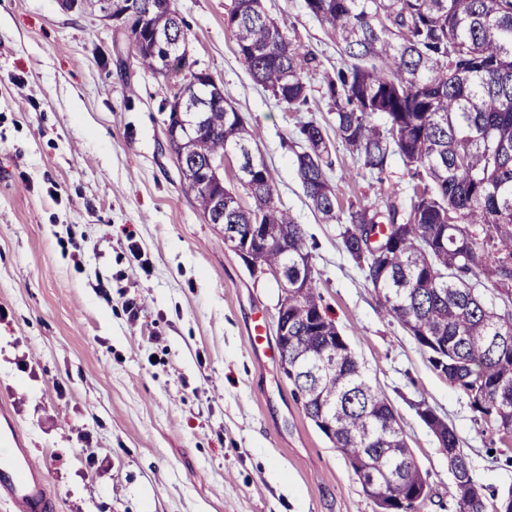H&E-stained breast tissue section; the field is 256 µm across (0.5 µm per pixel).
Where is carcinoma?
Returning <instances> with one entry per match:
<instances>
[{"label":"carcinoma","mask_w":512,"mask_h":512,"mask_svg":"<svg viewBox=\"0 0 512 512\" xmlns=\"http://www.w3.org/2000/svg\"><path fill=\"white\" fill-rule=\"evenodd\" d=\"M308 13L331 35L340 57L331 71L318 54L289 39L252 0H231L224 25L255 83L294 112L309 110L311 79L322 75L331 129L382 183L392 157L401 159L410 191L394 190L382 205L359 199L341 207L328 171L333 161L326 128L311 119L298 127L297 172L306 196L327 224H343L342 243L358 267L364 233L385 241L399 225V242L366 278L385 311L411 325L414 337L448 345V383L478 384L475 413L491 408L494 433L512 430V0H305ZM187 40L186 23L168 0L152 9L140 33L117 37L129 63L165 79L183 74L180 88L188 132L173 159L198 210L224 229L247 234L251 213L224 189V217L215 192L195 188L197 167L231 149L240 159L238 182L255 199L268 244L260 264L288 271V363L295 396L308 418L326 421L335 448L351 467L385 490L397 491L401 512H419L428 478L405 435L361 364L320 319L321 296L301 225L275 201L271 170L246 178L256 136L236 116L224 85L194 83L183 58L157 67L149 35ZM385 118L382 126L376 116ZM482 279L501 306L486 305L471 278ZM440 447L456 453L462 478L453 482L454 512H480L488 501L470 476L453 428L441 417L426 422Z\"/></svg>","instance_id":"carcinoma-1"}]
</instances>
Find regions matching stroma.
<instances>
[{
	"label": "stroma",
	"mask_w": 512,
	"mask_h": 512,
	"mask_svg": "<svg viewBox=\"0 0 512 512\" xmlns=\"http://www.w3.org/2000/svg\"><path fill=\"white\" fill-rule=\"evenodd\" d=\"M191 59L256 127L277 202L301 224L321 305L390 402L426 473L421 512H453L448 455L417 413L452 427L478 483L512 463L468 396L438 376L321 223L294 163L296 126L330 123L320 80L307 112L257 85L225 26L230 0H174ZM324 68L336 46L304 0H263ZM115 32L58 0H0V407L45 468L58 512H378L250 327L276 334L279 288L251 277L207 223L165 148L161 83L120 74ZM340 201L406 193L400 159L377 182L340 141Z\"/></svg>",
	"instance_id": "stroma-1"
}]
</instances>
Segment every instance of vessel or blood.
Here are the masks:
<instances>
[{"instance_id": "1", "label": "vessel or blood", "mask_w": 512, "mask_h": 512, "mask_svg": "<svg viewBox=\"0 0 512 512\" xmlns=\"http://www.w3.org/2000/svg\"><path fill=\"white\" fill-rule=\"evenodd\" d=\"M0 500L14 512H57V500L31 449L22 447L13 424L0 427Z\"/></svg>"}]
</instances>
